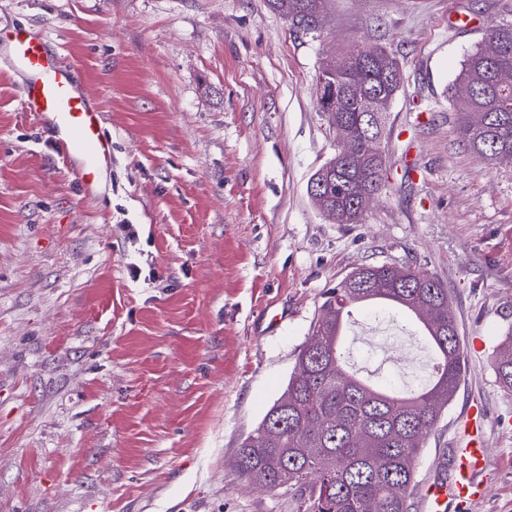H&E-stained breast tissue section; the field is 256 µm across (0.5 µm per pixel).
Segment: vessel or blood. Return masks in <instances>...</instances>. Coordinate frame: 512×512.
Segmentation results:
<instances>
[{"label":"vessel or blood","mask_w":512,"mask_h":512,"mask_svg":"<svg viewBox=\"0 0 512 512\" xmlns=\"http://www.w3.org/2000/svg\"><path fill=\"white\" fill-rule=\"evenodd\" d=\"M0 59L17 81L22 110L52 138L84 195H97L103 174L112 168V139L105 132V115L85 85L63 62L59 50L19 25L0 27ZM486 427L485 410L470 407L447 480L423 488L428 512H446L451 502L464 510L480 498L478 476L489 462Z\"/></svg>","instance_id":"vessel-or-blood-1"}]
</instances>
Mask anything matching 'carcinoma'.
Masks as SVG:
<instances>
[{
    "mask_svg": "<svg viewBox=\"0 0 512 512\" xmlns=\"http://www.w3.org/2000/svg\"><path fill=\"white\" fill-rule=\"evenodd\" d=\"M327 0H269L295 32L323 27ZM350 65L327 58L318 75L335 110L318 101L332 127L359 140L354 157L331 159L311 177L308 192L338 224H360L371 197L384 187L380 150L386 110L366 112L365 97L402 87L395 54L381 43ZM512 70V21L494 22L465 57L458 81L471 94L456 100L457 131L476 154L512 158V83L496 82ZM382 301L414 315L433 352L429 377L400 392L346 369L339 344L351 307ZM448 289L409 265H359L324 298L309 340L297 355L283 394L239 442L236 467L252 485L280 490L295 512H411L415 469L424 440L434 431L461 385L464 347L450 311ZM494 361L500 384L512 389V335Z\"/></svg>",
    "mask_w": 512,
    "mask_h": 512,
    "instance_id": "cac0c4a2",
    "label": "carcinoma"
}]
</instances>
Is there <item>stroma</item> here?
<instances>
[{
    "label": "stroma",
    "instance_id": "1",
    "mask_svg": "<svg viewBox=\"0 0 512 512\" xmlns=\"http://www.w3.org/2000/svg\"><path fill=\"white\" fill-rule=\"evenodd\" d=\"M512 0H328L294 32L268 0H0V23L51 39L106 114L112 172L85 198L0 63V512H292L233 466L281 396L321 296L362 263L436 276L465 381L416 462L448 475L484 405L491 463L467 512H512V161L460 140L465 55ZM387 43L385 187L362 223L308 194L333 158L325 57ZM350 367L411 385L430 352L410 321L356 307ZM504 350L494 361V369L500 384L506 389H512V335L505 336Z\"/></svg>",
    "mask_w": 512,
    "mask_h": 512
}]
</instances>
